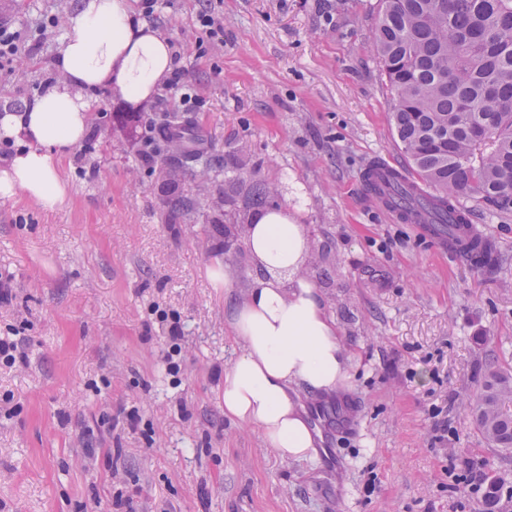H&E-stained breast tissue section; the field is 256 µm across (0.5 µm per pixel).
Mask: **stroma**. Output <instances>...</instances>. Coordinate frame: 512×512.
I'll return each instance as SVG.
<instances>
[{
    "label": "stroma",
    "mask_w": 512,
    "mask_h": 512,
    "mask_svg": "<svg viewBox=\"0 0 512 512\" xmlns=\"http://www.w3.org/2000/svg\"><path fill=\"white\" fill-rule=\"evenodd\" d=\"M75 2L0 0V24L41 37L0 76V109L54 81ZM205 4L168 0L151 17L203 99L192 118L214 170L176 178L194 212L166 204L164 144L150 164L138 156L146 124L179 109L168 86L140 105L92 91L89 145L61 161L63 206L0 200L12 288L0 335L16 329L25 351L0 365V512H485L465 459L498 477L495 512H512V452L492 448L471 413L488 369L512 368V210L466 199L498 243L476 265L364 192L368 160L411 169L371 49L382 0H218L224 41L201 52ZM257 183L271 206L301 212L304 270L351 356L340 397H301L322 434L315 465L280 460L224 416L240 350L227 301L256 269L212 221L251 223ZM216 263L230 291L213 286Z\"/></svg>",
    "instance_id": "obj_1"
}]
</instances>
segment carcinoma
<instances>
[{
	"label": "carcinoma",
	"mask_w": 512,
	"mask_h": 512,
	"mask_svg": "<svg viewBox=\"0 0 512 512\" xmlns=\"http://www.w3.org/2000/svg\"><path fill=\"white\" fill-rule=\"evenodd\" d=\"M372 47L395 98L390 120L421 182L393 200L406 221L457 224L448 199L512 207V0H383ZM192 120L172 114L161 139L177 167L200 162ZM473 421L493 447L512 450V373L485 375Z\"/></svg>",
	"instance_id": "1"
}]
</instances>
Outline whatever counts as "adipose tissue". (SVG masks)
Segmentation results:
<instances>
[{"mask_svg": "<svg viewBox=\"0 0 512 512\" xmlns=\"http://www.w3.org/2000/svg\"><path fill=\"white\" fill-rule=\"evenodd\" d=\"M71 34L53 62L54 82L20 109L0 115V137L18 148L0 166V199L24 196L51 209L68 197L62 156L89 135L90 91L130 102L154 97L173 71L169 40L131 0H78ZM258 273L228 323L241 348L224 371V416L259 432L280 459L312 462L317 434L301 392L346 388L350 355L323 293L303 274L305 225L281 209L256 216L245 236Z\"/></svg>", "mask_w": 512, "mask_h": 512, "instance_id": "adipose-tissue-1", "label": "adipose tissue"}]
</instances>
